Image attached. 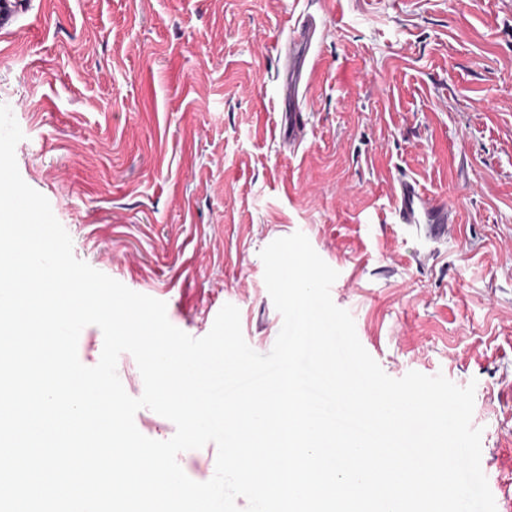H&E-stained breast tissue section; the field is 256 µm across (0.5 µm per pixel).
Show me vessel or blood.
Returning a JSON list of instances; mask_svg holds the SVG:
<instances>
[{
    "label": "vessel or blood",
    "instance_id": "b4317fda",
    "mask_svg": "<svg viewBox=\"0 0 512 512\" xmlns=\"http://www.w3.org/2000/svg\"><path fill=\"white\" fill-rule=\"evenodd\" d=\"M30 9V0H0V29L19 23ZM316 29L313 16L300 17L292 27L287 45L279 50L284 64L275 82L286 106L281 117L284 144L292 152L301 146L306 137L307 123L302 105L311 78L310 50ZM393 195L396 199L392 211L394 223L408 225L435 244L447 240L456 222V211L447 201L425 192L416 181L406 176L397 178Z\"/></svg>",
    "mask_w": 512,
    "mask_h": 512
}]
</instances>
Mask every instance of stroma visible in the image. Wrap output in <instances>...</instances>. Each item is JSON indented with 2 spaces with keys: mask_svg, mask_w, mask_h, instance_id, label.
I'll list each match as a JSON object with an SVG mask.
<instances>
[{
  "mask_svg": "<svg viewBox=\"0 0 512 512\" xmlns=\"http://www.w3.org/2000/svg\"><path fill=\"white\" fill-rule=\"evenodd\" d=\"M30 15L0 31V105L74 256L195 338L233 304L265 354L283 319L260 252L304 233L388 376L475 384L481 468L512 512V0H32ZM303 15L319 37L291 153L271 76ZM402 175L455 203L439 247L392 223Z\"/></svg>",
  "mask_w": 512,
  "mask_h": 512,
  "instance_id": "1",
  "label": "stroma"
}]
</instances>
